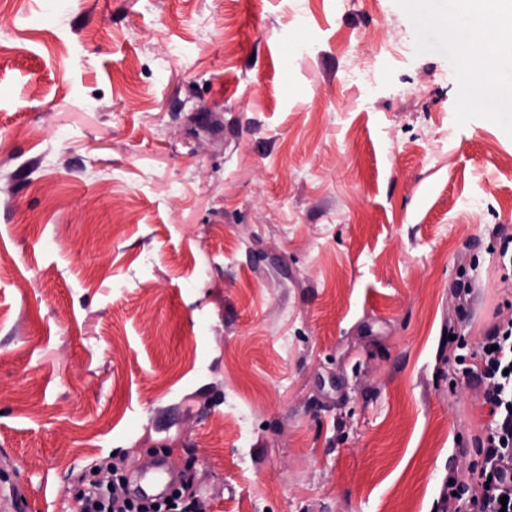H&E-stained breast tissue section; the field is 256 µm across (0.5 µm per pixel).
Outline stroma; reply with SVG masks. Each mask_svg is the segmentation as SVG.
<instances>
[{"label":"stroma","instance_id":"35a3bbf8","mask_svg":"<svg viewBox=\"0 0 512 512\" xmlns=\"http://www.w3.org/2000/svg\"><path fill=\"white\" fill-rule=\"evenodd\" d=\"M421 25L0 0V477L32 512L155 454L206 512H440L479 466L453 353L512 303V116Z\"/></svg>","mask_w":512,"mask_h":512}]
</instances>
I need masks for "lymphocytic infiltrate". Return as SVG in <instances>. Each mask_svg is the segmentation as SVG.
<instances>
[{
    "instance_id": "obj_1",
    "label": "lymphocytic infiltrate",
    "mask_w": 512,
    "mask_h": 512,
    "mask_svg": "<svg viewBox=\"0 0 512 512\" xmlns=\"http://www.w3.org/2000/svg\"><path fill=\"white\" fill-rule=\"evenodd\" d=\"M477 365L471 370L490 406L491 421L476 451L482 458L477 480L458 481V491L444 495L443 512H512V312H496L478 343ZM129 480L112 470L108 481H95L75 495L77 512H176L181 485L162 497L142 500L131 495Z\"/></svg>"
}]
</instances>
